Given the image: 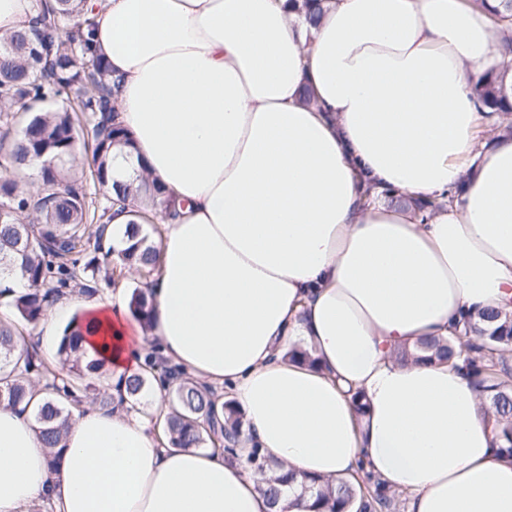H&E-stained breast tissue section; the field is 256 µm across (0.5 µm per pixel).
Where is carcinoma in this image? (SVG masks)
Returning a JSON list of instances; mask_svg holds the SVG:
<instances>
[{
  "mask_svg": "<svg viewBox=\"0 0 512 512\" xmlns=\"http://www.w3.org/2000/svg\"><path fill=\"white\" fill-rule=\"evenodd\" d=\"M86 0H37V28L0 35V158L8 174L0 176V206L10 214L0 222V297L9 295L20 317L34 323L45 308L67 289L77 285L87 293L96 290L100 263L98 255L112 259L113 281L133 269L141 277L134 289L130 308L144 328L150 327L147 288L157 267L161 230L144 223V212L137 201L157 203L158 189L146 182L112 181L109 176L112 148L128 139L114 106L119 80H108L102 62L89 56L92 23ZM41 41L50 66L36 58L30 43ZM512 38L474 86L479 111L512 110ZM89 129L93 139L91 159L76 163L80 134ZM106 188L107 206L100 209L89 200L87 181ZM119 206L128 210V240L108 247L101 245L108 212ZM14 275L28 288L16 291L3 284ZM475 338L462 346L458 337L430 339L419 343L417 353H399L403 361L428 364L464 356L473 382L481 389L493 412L500 457L512 459V366L505 352L512 348V318L497 311L478 314L467 325ZM17 349L15 326L0 323V407L17 406L34 381L44 390L65 398L51 400L32 410L31 417L47 447L59 444L70 416L67 401L73 392L94 389L82 381L93 378L101 365L84 357L82 336L67 329L58 347L60 361L68 366L63 384L41 357L38 344H24V365L14 359ZM146 366L159 380L176 377L158 353L145 357ZM146 386L138 374L124 380V392L114 399L104 392L94 400L109 409L112 403L127 400L137 406ZM165 425L170 444L176 448H222L232 457V442L242 425V415L231 399H221L210 387L187 378L171 390ZM248 466L267 477L258 486L271 506H276L286 489L298 486L299 496L313 498L312 512H400V495L388 491L370 473L336 485L322 486L314 478L297 479L291 471L268 460L260 449L252 450Z\"/></svg>",
  "mask_w": 512,
  "mask_h": 512,
  "instance_id": "1",
  "label": "carcinoma"
}]
</instances>
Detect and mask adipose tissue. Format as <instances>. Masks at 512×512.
I'll return each mask as SVG.
<instances>
[{
	"instance_id": "1",
	"label": "adipose tissue",
	"mask_w": 512,
	"mask_h": 512,
	"mask_svg": "<svg viewBox=\"0 0 512 512\" xmlns=\"http://www.w3.org/2000/svg\"><path fill=\"white\" fill-rule=\"evenodd\" d=\"M93 2L130 138L111 165L166 200L148 210L150 327L119 287L60 296L24 336L55 359L58 323L84 313L113 379L158 347L230 392L242 433L231 458L170 446L157 382L146 408H74L53 469L28 412L0 408V512H307L293 492L270 506L255 448L332 483L369 472L405 512H512L466 371L396 356L476 311L512 315V136L479 142L474 93L499 0H324L313 28L293 0Z\"/></svg>"
}]
</instances>
